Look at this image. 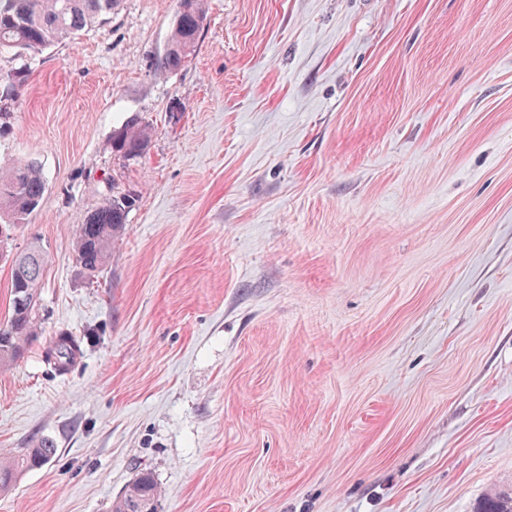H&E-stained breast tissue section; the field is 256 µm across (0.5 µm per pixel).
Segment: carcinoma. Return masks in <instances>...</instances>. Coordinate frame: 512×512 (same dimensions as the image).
<instances>
[{"label": "carcinoma", "instance_id": "obj_1", "mask_svg": "<svg viewBox=\"0 0 512 512\" xmlns=\"http://www.w3.org/2000/svg\"><path fill=\"white\" fill-rule=\"evenodd\" d=\"M119 0H0V50H41L70 38L112 13ZM206 21L204 0H177L173 30L168 40L172 50L160 57L158 70L164 73L185 66L196 53ZM24 74L15 71L0 78V133L8 126L16 85ZM150 145V132L133 114L112 132V154L124 162L140 158ZM46 181L39 165L21 160L0 173V232L9 222L25 219L43 200ZM137 202L131 191L114 194L92 211L80 225L76 260L89 277L99 272L112 254L113 238L125 229L130 210ZM44 258L31 249L12 264L10 312L0 323V368L22 358L27 345L37 336L36 310L42 285ZM81 337L61 331L44 350V361L54 370L68 371L81 354ZM52 441L44 439L14 458H0V486L10 483L21 469L39 468L55 455ZM162 491L153 474L140 472L124 494L112 504L111 512H158ZM476 512H512V489L487 498Z\"/></svg>", "mask_w": 512, "mask_h": 512}]
</instances>
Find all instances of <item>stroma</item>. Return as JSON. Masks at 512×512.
<instances>
[{
	"instance_id": "stroma-1",
	"label": "stroma",
	"mask_w": 512,
	"mask_h": 512,
	"mask_svg": "<svg viewBox=\"0 0 512 512\" xmlns=\"http://www.w3.org/2000/svg\"><path fill=\"white\" fill-rule=\"evenodd\" d=\"M119 0L23 71L0 171L41 166L0 248L45 255L39 336L0 371V457L56 454L0 512H474L512 488V0ZM148 152L122 162L130 115ZM140 198L95 277L87 215ZM81 336L66 373L44 363ZM206 21L204 0H177V11L168 44L173 52L165 50L158 62L164 73L177 71L185 66L196 53L201 32ZM150 132L141 118L133 114L112 132V154L123 162H130L146 153L150 145ZM81 337L71 332L60 331L44 350V361L55 371L65 373L81 354ZM161 498L162 491L153 474L144 470L112 504L111 512H158Z\"/></svg>"
}]
</instances>
